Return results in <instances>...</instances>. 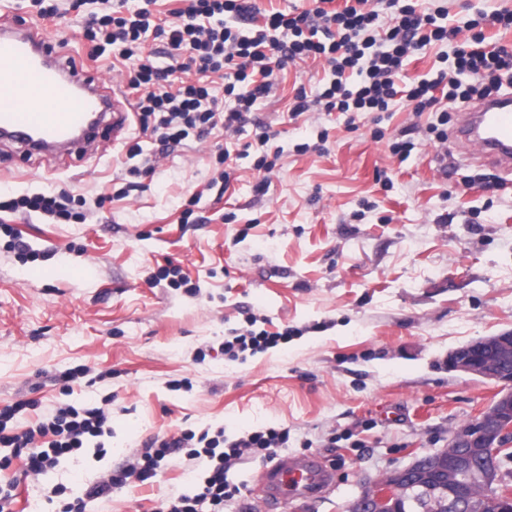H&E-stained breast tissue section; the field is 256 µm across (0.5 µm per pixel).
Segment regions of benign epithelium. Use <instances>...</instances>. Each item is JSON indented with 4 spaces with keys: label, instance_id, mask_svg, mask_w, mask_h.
Masks as SVG:
<instances>
[{
    "label": "benign epithelium",
    "instance_id": "benign-epithelium-1",
    "mask_svg": "<svg viewBox=\"0 0 512 512\" xmlns=\"http://www.w3.org/2000/svg\"><path fill=\"white\" fill-rule=\"evenodd\" d=\"M448 367L492 380L500 390L479 416L456 430L448 447L415 460L370 483L351 505L353 512H405V492L428 479L448 481V512H483L482 504L465 495L464 487L480 483L488 489L498 512H512V497L494 494L502 473L497 457L503 438L512 434V331L476 339L448 354ZM480 455L487 466H469Z\"/></svg>",
    "mask_w": 512,
    "mask_h": 512
}]
</instances>
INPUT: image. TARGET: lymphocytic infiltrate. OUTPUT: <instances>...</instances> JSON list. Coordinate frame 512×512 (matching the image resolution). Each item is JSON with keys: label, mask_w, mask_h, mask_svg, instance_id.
Returning a JSON list of instances; mask_svg holds the SVG:
<instances>
[{"label": "lymphocytic infiltrate", "mask_w": 512, "mask_h": 512, "mask_svg": "<svg viewBox=\"0 0 512 512\" xmlns=\"http://www.w3.org/2000/svg\"><path fill=\"white\" fill-rule=\"evenodd\" d=\"M158 0H142L132 9L128 0H79L86 16L83 36L91 47L90 61L104 51L126 69V82L136 93V119L141 132L155 136L162 145H178L188 139L204 140L213 132H240L258 99L268 94L276 70L307 59H324L333 75L316 99L297 88L290 112L298 117L321 105L327 112H385L396 99L413 106L414 114L435 109V120L426 131L447 144V111L438 110L440 99L468 103L485 99L512 85V50L490 46L485 29L512 28V11L479 13L462 27L446 25L447 7L418 10L407 0H313L312 9L299 13L280 11L265 15L254 34L244 35L228 26V19L256 15L251 0H190L170 10L169 21L156 23L151 10ZM163 37L170 48L167 66H155L145 52L148 32ZM455 40L451 66L438 69L434 78L405 80L409 57L426 54L432 46ZM196 70V81L186 74ZM221 88H214V80ZM37 212L58 224L79 220L80 214L65 195L37 193L0 194V213ZM292 332H275L256 326L232 330L222 351L229 360L245 352H261L287 343ZM34 400L0 408V446L25 457V473L39 477L54 470L61 458L83 453L95 441V456H105L102 436L111 435V414L89 404L59 408L49 418L24 432H14L18 414L37 408ZM287 431L268 427L228 441L223 431L182 432L171 440H154L128 466L110 472L93 485L92 498L111 496L113 489L142 484L156 475L161 461L179 450L187 459L206 464V475L194 496L163 502L160 512H224L231 491L224 479L227 464L245 450H266L287 440Z\"/></svg>", "instance_id": "1"}]
</instances>
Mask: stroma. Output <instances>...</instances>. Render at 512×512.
<instances>
[{"mask_svg":"<svg viewBox=\"0 0 512 512\" xmlns=\"http://www.w3.org/2000/svg\"><path fill=\"white\" fill-rule=\"evenodd\" d=\"M331 78L322 61L276 72L228 140L165 151L137 127L116 137L107 126L67 160L0 142L1 190L71 191L85 216H0L39 254L22 261L0 232V407L39 400L15 420L20 432L65 405L112 408L104 458L88 450L36 479L22 478L18 458L0 472L19 480L14 512H56L48 495L58 484L83 498L84 512H157L196 493L204 464L174 454L148 483L101 499L86 491L154 439L220 429L235 440L270 426L287 429V442L232 462L226 479L237 492L224 512H349L367 483L447 448L490 406L497 384L447 360L512 330V177L446 150L425 131L432 114L400 102L353 120L290 117L294 87L312 96ZM262 124L282 149L263 177L247 148ZM135 140L143 153L131 159ZM401 140L415 144L404 158L390 151ZM225 148L233 160L223 183ZM129 182L142 192L120 197ZM169 260L199 294L154 281ZM249 315L270 331L292 329V339L242 363L225 359V336ZM79 366L84 376L64 387L60 374ZM181 379L190 388H170ZM302 455L319 456L333 486L319 500L269 506L262 471Z\"/></svg>","mask_w":512,"mask_h":512,"instance_id":"1","label":"stroma"}]
</instances>
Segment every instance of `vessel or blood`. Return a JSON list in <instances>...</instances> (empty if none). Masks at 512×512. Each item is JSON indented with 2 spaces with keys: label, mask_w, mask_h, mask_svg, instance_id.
Here are the masks:
<instances>
[{
  "label": "vessel or blood",
  "mask_w": 512,
  "mask_h": 512,
  "mask_svg": "<svg viewBox=\"0 0 512 512\" xmlns=\"http://www.w3.org/2000/svg\"><path fill=\"white\" fill-rule=\"evenodd\" d=\"M132 105L121 88H107L94 69L75 66L36 23L0 28V138L27 152L73 153L104 122L129 126ZM454 146L473 159L512 170V96L461 107ZM329 471L312 457L284 458L261 474L266 500L319 497Z\"/></svg>",
  "instance_id": "b4317fda"
}]
</instances>
